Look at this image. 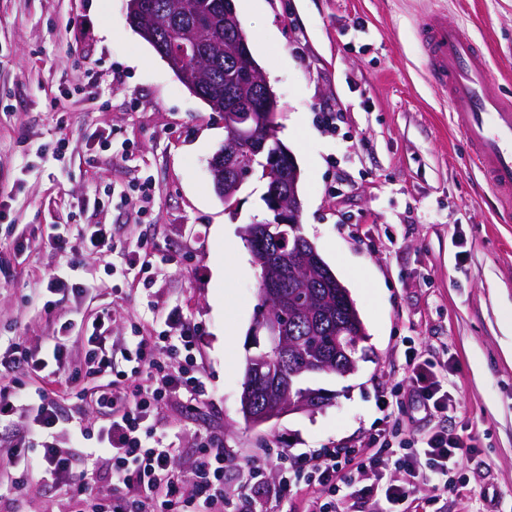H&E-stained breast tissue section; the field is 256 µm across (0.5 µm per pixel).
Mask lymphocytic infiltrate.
<instances>
[{
	"mask_svg": "<svg viewBox=\"0 0 512 512\" xmlns=\"http://www.w3.org/2000/svg\"><path fill=\"white\" fill-rule=\"evenodd\" d=\"M84 239L88 252L111 259L112 274L124 279L147 273L143 241H115L106 224L90 225ZM46 280L50 291L66 292L75 301L77 321L65 323L63 329L83 332L88 347L86 368L70 367L61 342L51 347L56 367L50 371L30 348L13 345L0 353V426L11 423L23 407L31 417L30 424L15 435L4 464L5 470L21 475L14 489H21L22 478L38 477L66 487L86 503L85 512H214L219 503L224 512H252L250 502L266 483V464L259 458L247 461L237 498L225 497L224 469L230 456L222 435L201 436L189 476L175 473L172 467L177 449L168 441L158 415L168 400L183 398L193 405L208 394L205 379L194 370L197 336L137 332L114 342L109 334V309L97 308L90 316L84 311L96 284L74 282L53 272ZM408 368L413 396L423 410L432 414L448 411L452 397L441 375L431 365L413 360ZM21 369L39 376L40 386L21 384L16 377ZM62 395L76 399L70 424L77 447L100 457L110 468L105 484H97L86 471L77 469L72 455L60 452L53 443ZM91 408L97 413L93 423L87 419ZM35 441L43 453L32 457L27 449ZM466 447L462 437L443 430L416 443L403 439L395 443L384 427L366 449L320 448L284 458L274 497L284 505L304 491L312 499L311 512H341L347 498L359 494L379 500L378 512H397L399 505L413 497L417 482L429 481L435 490H447ZM393 468L406 471L408 481L384 482L386 471ZM370 470L380 477V484L358 487V478Z\"/></svg>",
	"mask_w": 512,
	"mask_h": 512,
	"instance_id": "f902f5d3",
	"label": "lymphocytic infiltrate"
}]
</instances>
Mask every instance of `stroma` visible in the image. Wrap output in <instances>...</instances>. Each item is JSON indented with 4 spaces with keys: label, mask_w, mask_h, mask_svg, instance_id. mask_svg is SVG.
<instances>
[{
    "label": "stroma",
    "mask_w": 512,
    "mask_h": 512,
    "mask_svg": "<svg viewBox=\"0 0 512 512\" xmlns=\"http://www.w3.org/2000/svg\"><path fill=\"white\" fill-rule=\"evenodd\" d=\"M126 4L0 0V345L20 336L39 348L71 317V298L50 295L42 278L68 265L52 225L71 229L82 255L75 279L98 282L106 261L85 253L79 231L108 224L118 238H147L154 254L148 280L126 279L116 299L97 292L95 303L111 306V336L160 332L159 313L175 306L199 333L206 403L160 410L179 474L210 431L231 454L230 494L248 455H263L273 476L286 456L366 447L387 397L400 404L397 426L415 436L444 427L471 440L447 492L418 484L407 512H512V213L471 162L417 35L434 15L463 25L512 100V0H234L279 100L277 137L300 170V231L367 334L353 373L305 376L331 404L257 428L240 412L259 307V270L241 230L269 218L266 184L255 173L232 205L217 197L208 163L224 143V115L127 24ZM95 131L113 149L127 146V157L101 151ZM62 135L69 150L58 160ZM410 348L447 368L448 413L412 405ZM15 508L83 505L32 478Z\"/></svg>",
    "instance_id": "stroma-1"
}]
</instances>
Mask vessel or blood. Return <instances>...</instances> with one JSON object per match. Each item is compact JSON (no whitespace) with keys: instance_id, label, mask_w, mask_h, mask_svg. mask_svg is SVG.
Wrapping results in <instances>:
<instances>
[{"instance_id":"vessel-or-blood-1","label":"vessel or blood","mask_w":512,"mask_h":512,"mask_svg":"<svg viewBox=\"0 0 512 512\" xmlns=\"http://www.w3.org/2000/svg\"><path fill=\"white\" fill-rule=\"evenodd\" d=\"M421 37L427 77L447 91L449 110L472 146L473 164L497 198L512 201V102L498 96L485 54L463 27L433 16Z\"/></svg>"}]
</instances>
